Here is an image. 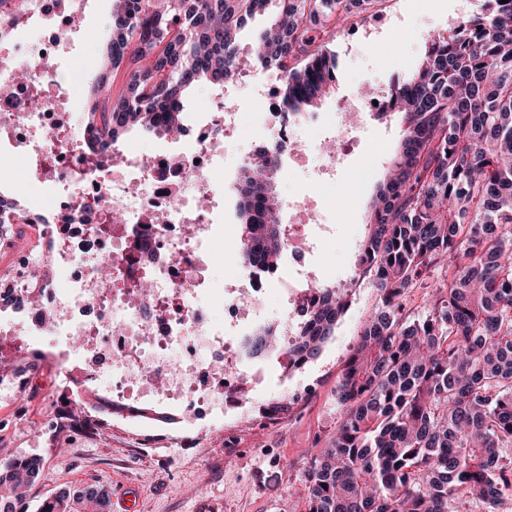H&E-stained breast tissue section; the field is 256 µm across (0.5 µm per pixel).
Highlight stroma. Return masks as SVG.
Listing matches in <instances>:
<instances>
[{
    "mask_svg": "<svg viewBox=\"0 0 512 512\" xmlns=\"http://www.w3.org/2000/svg\"><path fill=\"white\" fill-rule=\"evenodd\" d=\"M478 6L479 0H383L357 15L351 29L319 33V43L335 52L338 63L336 94L323 111H337L363 87L388 91L393 78L417 64L431 37L448 33ZM111 13L112 0H88L83 23L95 37L75 42L59 65L63 75L78 78L70 93L74 112L84 113L92 99V82L82 72L102 52ZM227 96L236 100L240 135L224 156V229L213 246L217 287L237 265L229 246L241 232L234 218L237 172L241 155L258 144L266 107L241 82L224 92L203 86L184 101L185 112L195 115ZM398 139V123L366 121L355 149L337 170L329 204L339 210V222L334 237L312 258L324 284L342 283L352 274L367 232L369 202L384 174L378 157L390 154ZM15 192L32 210L51 207L48 187L23 183L17 169H0V193ZM379 304L369 281L353 287L351 307L320 355L289 378L294 403L288 413L273 416L267 411L282 372L273 358L262 361L259 376L243 380L242 407L225 415L220 431L212 429L209 419L199 418L152 437L115 420L103 443L77 438L69 447L57 448L46 431L50 412L45 406L32 397L0 393V463L15 456L42 459V477L30 492L34 506L65 486L103 484L111 492L113 512H120V497L128 490L137 495L138 512H304L301 467L311 449L321 447L336 430L342 415L336 382L362 324Z\"/></svg>",
    "mask_w": 512,
    "mask_h": 512,
    "instance_id": "obj_1",
    "label": "stroma"
}]
</instances>
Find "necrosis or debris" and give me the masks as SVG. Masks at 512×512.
I'll list each match as a JSON object with an SVG mask.
<instances>
[{
  "label": "necrosis or debris",
  "mask_w": 512,
  "mask_h": 512,
  "mask_svg": "<svg viewBox=\"0 0 512 512\" xmlns=\"http://www.w3.org/2000/svg\"><path fill=\"white\" fill-rule=\"evenodd\" d=\"M85 0H31L14 15L0 8V143L21 163L27 180L53 183V212L40 223L0 224V251L11 257L0 269V294L22 298L21 322L0 320V344L19 336H56L65 345L58 381L71 363L90 367L89 382L106 388L138 417L142 402L177 403L185 414L233 404L243 378L242 348L255 331L291 336L317 293L302 287L319 272L308 257L331 230L323 211L306 196L284 200L287 265L239 264L227 286L211 285L212 243L224 218V151L238 114L232 103L210 113L191 147L145 154L118 142L111 158L97 159L75 127L58 62L70 47ZM271 106L261 138L289 161L298 144L319 153L320 191L336 176L353 129L331 127L334 151L309 140L317 112L280 111L278 91L257 84ZM40 111H32V101ZM124 220L115 224L113 213ZM280 285L281 307L269 313L268 297ZM87 394L73 386L64 411L50 424L55 436L98 438L82 410Z\"/></svg>",
  "instance_id": "1"
}]
</instances>
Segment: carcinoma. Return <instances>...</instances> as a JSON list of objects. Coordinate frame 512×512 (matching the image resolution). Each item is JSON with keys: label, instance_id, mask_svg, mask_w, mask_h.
<instances>
[{"label": "carcinoma", "instance_id": "1", "mask_svg": "<svg viewBox=\"0 0 512 512\" xmlns=\"http://www.w3.org/2000/svg\"><path fill=\"white\" fill-rule=\"evenodd\" d=\"M382 0H113L109 39L89 111L96 144L136 129L182 133L184 96L222 87L250 67L278 73L290 112L336 93V55L309 31L346 27ZM271 13L248 54L239 35ZM134 66L122 89L112 75ZM401 116L396 151L370 206L355 271L381 306L361 327L336 386V432L302 467L305 512H472L512 500V0H483L388 92ZM278 154L262 146L240 167L244 260L280 264L286 243L271 182ZM424 291L408 321L407 293ZM346 285L318 288L289 356L317 357L350 307ZM282 351L258 333L247 355ZM37 457L0 464V512H28ZM103 485L67 487L38 512H110Z\"/></svg>", "mask_w": 512, "mask_h": 512}]
</instances>
